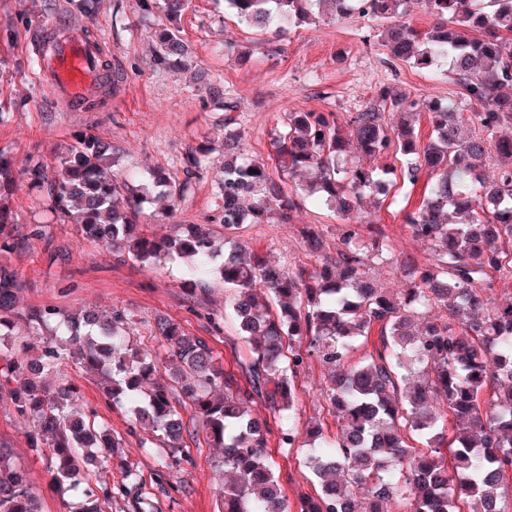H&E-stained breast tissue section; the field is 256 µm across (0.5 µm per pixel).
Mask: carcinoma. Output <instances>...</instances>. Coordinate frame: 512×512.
Masks as SVG:
<instances>
[{
  "label": "carcinoma",
  "mask_w": 512,
  "mask_h": 512,
  "mask_svg": "<svg viewBox=\"0 0 512 512\" xmlns=\"http://www.w3.org/2000/svg\"><path fill=\"white\" fill-rule=\"evenodd\" d=\"M405 0H224L240 22L276 35L307 24L312 6L341 18L384 21L376 38L413 68L450 72L468 111L451 100L427 104L433 137L424 144L414 125L390 124L386 113L416 115L420 103L381 87L341 122L333 112H287L269 163L244 155L234 105L224 110L218 236L191 224L157 238L140 217L146 188L114 172L112 144L90 133L74 137L52 171H28L49 210L119 263L185 265L183 287L194 300L211 278L229 291L224 313L252 359L240 385L224 372L207 341L172 319L152 335L166 359L130 344L134 315L112 307L66 313L54 306H17L18 275L0 263V397L32 424L31 446L44 452L51 481L76 497L70 512H104L115 500L128 512H153L140 472L125 467L117 484L92 485L87 466L110 459L120 439L91 409L71 411L78 389L67 367L100 379L105 398L124 405L135 423L155 432L146 447L156 476L193 465L186 440L202 431L222 449L221 512H288V499L267 455L273 413L280 448L301 443L295 421L294 377L315 358L329 376L323 396L338 421L336 438L306 429V467L319 492L298 512H508L512 485V300L498 302L496 285L512 288V0H424L450 25L427 32L396 21ZM191 0H158L156 66L178 67L185 54L180 21ZM213 149L184 158V179L152 181L175 201L215 163ZM395 157L401 166L374 168L364 160ZM496 159L493 175L486 162ZM278 175L304 173L309 184L291 194ZM431 179L427 197L403 215L409 235L431 245L422 265L398 249L378 224L352 222L365 198L388 195L389 177ZM19 173L0 153V257L14 252L7 201ZM343 217L334 252H324L316 224L299 230L316 265L286 267L263 260L239 240L246 224H289L306 206ZM390 260L408 287L396 293L368 276V261ZM378 328L380 344L355 361L359 341ZM189 407L192 416L179 411ZM0 512H42L28 473L0 442Z\"/></svg>",
  "instance_id": "cac0c4a2"
}]
</instances>
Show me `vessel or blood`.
Masks as SVG:
<instances>
[{
    "label": "vessel or blood",
    "instance_id": "b4317fda",
    "mask_svg": "<svg viewBox=\"0 0 512 512\" xmlns=\"http://www.w3.org/2000/svg\"><path fill=\"white\" fill-rule=\"evenodd\" d=\"M104 52L87 29L69 25L43 50L37 79L55 99L78 101L98 84Z\"/></svg>",
    "mask_w": 512,
    "mask_h": 512
}]
</instances>
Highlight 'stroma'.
Instances as JSON below:
<instances>
[{
  "instance_id": "stroma-1",
  "label": "stroma",
  "mask_w": 512,
  "mask_h": 512,
  "mask_svg": "<svg viewBox=\"0 0 512 512\" xmlns=\"http://www.w3.org/2000/svg\"><path fill=\"white\" fill-rule=\"evenodd\" d=\"M93 2L92 13L84 14L75 10L72 0H0V59L6 62L0 68V105L9 111L8 121L0 125V150L16 167L53 166L75 134L91 131L120 149L122 168L144 176L160 172L182 179L184 155L218 137L215 124L222 114L211 101L217 87L238 105L244 150L263 159L272 153L273 138L287 112L344 116L384 86L422 104L461 97L454 80L412 68L368 38V31L375 28L371 21L321 16L277 40L239 24L215 0H192L181 21L192 67L181 70L150 65L154 21L146 17L143 0ZM70 22L85 24L91 36L102 42L109 65L127 73L118 86L92 91L96 105L91 109L54 99L36 83L35 70L28 65L37 41ZM216 177V169L210 168L192 180L178 204L175 224L213 223L219 204ZM429 187L423 174L413 183L397 180L389 191L390 202L369 208L366 215L367 221L382 225L392 241L421 263L429 248L410 238L403 213L416 209ZM11 213L20 234L27 237L25 245L8 256L9 266L23 284L21 307L52 305L67 312L89 306L122 307L145 319L134 338L155 351L161 345L147 324L167 317L188 332L206 337L227 372L240 374L242 364L249 361L251 353L233 323H226L222 333L213 336L205 320L190 310L180 263L154 267L116 263L111 253L47 212L41 193L26 179L17 185ZM337 222L333 210L308 207L290 224L245 225L240 237L266 261L309 268L315 260L300 243L298 225H318L331 247ZM33 224L42 225V237H29ZM49 245L63 251L65 260L48 263L45 248ZM69 375L80 388L79 407L95 409L123 443L107 468L92 473V480L119 482L123 466L131 464L139 470L157 512H218L220 452L208 447L204 436L189 440L194 464L187 471L171 472L168 480L175 490L162 494L156 486L155 459L143 447L151 431L133 428L127 409L109 405L92 376L75 367ZM326 380L316 361L308 362L297 375L296 424L303 430L317 423L325 435L332 436L337 420L321 394ZM30 432V425L15 416L10 402L0 401V438L10 442L17 463L28 471L43 512H65L61 490L51 483L40 452L30 446ZM267 452L289 507L315 495L317 485L305 466L304 448H281L272 440Z\"/></svg>"
}]
</instances>
